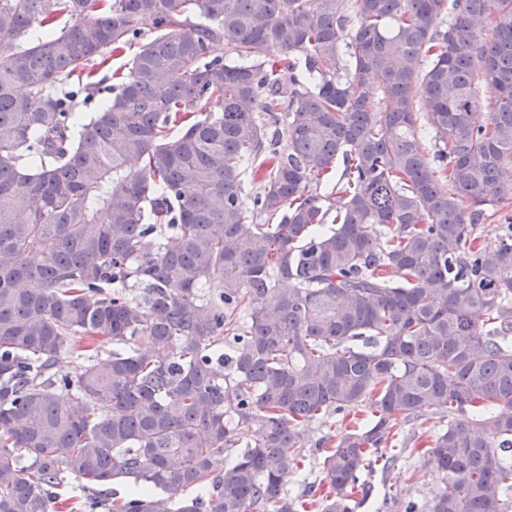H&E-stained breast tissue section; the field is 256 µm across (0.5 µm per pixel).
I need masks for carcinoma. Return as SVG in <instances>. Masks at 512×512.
Listing matches in <instances>:
<instances>
[{"instance_id":"obj_1","label":"carcinoma","mask_w":512,"mask_h":512,"mask_svg":"<svg viewBox=\"0 0 512 512\" xmlns=\"http://www.w3.org/2000/svg\"><path fill=\"white\" fill-rule=\"evenodd\" d=\"M455 4L0 0V512H355L421 419L399 512H508L512 0ZM344 426L351 427L352 424H350V418L344 419L340 414H334L322 422H310L304 426L305 441L309 444L314 443L323 435L339 433ZM432 422L415 428L417 436L422 435L419 443L422 447L406 448L399 466L389 473L380 470L367 477L371 484L372 494L364 501L356 512H399L394 506V498H412L419 503H424L436 494L442 486V474L434 466L428 456L423 455V448L432 438L429 429ZM386 495L387 503L383 502ZM321 479L322 475L315 460L310 459L300 470L288 472L284 482L282 481V487L288 492V495L296 496L307 493L312 486L318 485Z\"/></svg>"}]
</instances>
